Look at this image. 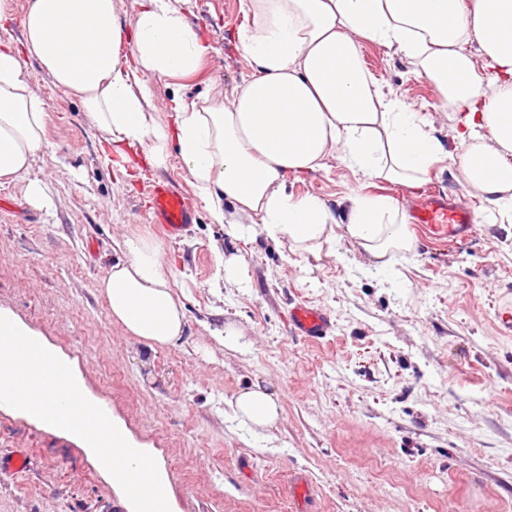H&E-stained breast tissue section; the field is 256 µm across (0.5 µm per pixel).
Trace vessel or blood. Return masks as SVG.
I'll list each match as a JSON object with an SVG mask.
<instances>
[{
	"mask_svg": "<svg viewBox=\"0 0 512 512\" xmlns=\"http://www.w3.org/2000/svg\"><path fill=\"white\" fill-rule=\"evenodd\" d=\"M147 216L156 232L174 239L182 238L196 216L185 191L169 182H155L149 193ZM411 220L440 237H467L475 222L471 210L454 205L446 194L426 190L411 212ZM288 325L295 335L311 341L330 336L333 324L321 308L298 304L288 313Z\"/></svg>",
	"mask_w": 512,
	"mask_h": 512,
	"instance_id": "b4317fda",
	"label": "vessel or blood"
}]
</instances>
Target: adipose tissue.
Segmentation results:
<instances>
[{
	"label": "adipose tissue",
	"instance_id": "1",
	"mask_svg": "<svg viewBox=\"0 0 512 512\" xmlns=\"http://www.w3.org/2000/svg\"><path fill=\"white\" fill-rule=\"evenodd\" d=\"M181 3L143 0L124 26L114 0H28L23 42L0 37V175L27 176L28 203L48 204L29 176L46 141L47 103L23 67L26 56L80 98L106 143L147 146L158 169L178 155L215 223L256 217L295 244L319 240L334 217L318 197L289 194L287 174L338 158L366 178L413 186L444 153L426 116L386 94L363 66L361 43L372 40L413 60L454 110L459 182L487 210L512 218V0H245L238 39L250 74L208 106L173 96L171 136L149 81L198 73L205 52ZM122 42L130 45L123 57ZM228 199L236 214L225 213ZM344 223L375 267L412 248L391 197L352 195ZM122 251L124 261L98 283L113 321L148 345L175 342L185 313L159 245L132 235ZM280 411L278 397L259 385L234 402L235 417L254 429L271 427Z\"/></svg>",
	"mask_w": 512,
	"mask_h": 512
}]
</instances>
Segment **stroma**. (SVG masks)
I'll use <instances>...</instances> for the list:
<instances>
[{
	"label": "stroma",
	"instance_id": "stroma-1",
	"mask_svg": "<svg viewBox=\"0 0 512 512\" xmlns=\"http://www.w3.org/2000/svg\"><path fill=\"white\" fill-rule=\"evenodd\" d=\"M184 14L207 51L200 75L151 82L168 131L173 95L207 106L251 71L236 38L241 0H186ZM361 53L386 91L431 118L446 153L425 184L472 206L471 239L414 241L380 273L344 228L297 249L259 224L231 234L193 199L188 234L158 240L183 333L153 348L111 319L97 283L126 236L153 235L147 186H187L180 158L157 169L138 146L124 167L108 162L80 100L24 60L49 105L30 176L50 205L26 201L25 179L0 177V313L67 363L86 397L155 458L170 512H512V334L497 320L512 302V222L456 180V122L435 88L382 44L362 42ZM287 182L337 218L354 192L406 210L414 202L412 187L365 179L337 159ZM235 256L238 279H219ZM299 301L328 313L331 337L290 331ZM228 328L236 347L224 345ZM257 384L282 406L258 435L230 407ZM15 448L29 465L0 479V512H133L80 439L4 405L0 454ZM297 474L310 497H295Z\"/></svg>",
	"mask_w": 512,
	"mask_h": 512
}]
</instances>
